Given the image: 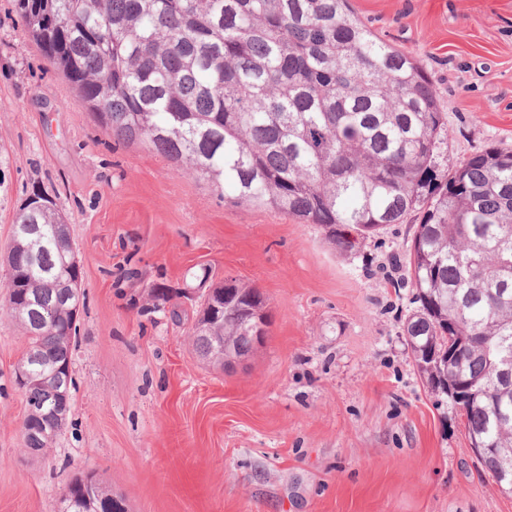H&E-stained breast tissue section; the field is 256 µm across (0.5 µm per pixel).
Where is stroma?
<instances>
[{
  "instance_id": "35a3bbf8",
  "label": "stroma",
  "mask_w": 512,
  "mask_h": 512,
  "mask_svg": "<svg viewBox=\"0 0 512 512\" xmlns=\"http://www.w3.org/2000/svg\"><path fill=\"white\" fill-rule=\"evenodd\" d=\"M350 5L432 80L441 171L512 148V0ZM39 189L68 219L86 304L69 421L37 455L14 375L25 340L0 315V512H60L89 474L128 512H512L402 337L412 289L392 260L414 224L344 256L318 225L235 206L153 149L114 143L0 0V253ZM228 277L264 294L271 326L222 370L188 332L207 284Z\"/></svg>"
}]
</instances>
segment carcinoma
Listing matches in <instances>:
<instances>
[{"mask_svg":"<svg viewBox=\"0 0 512 512\" xmlns=\"http://www.w3.org/2000/svg\"><path fill=\"white\" fill-rule=\"evenodd\" d=\"M17 24L50 67L95 112L112 139L146 144L234 204L317 224L339 253L389 224L418 221L395 267L415 307L402 335L435 406L464 418L467 434L500 453L478 459L490 476L512 459V383L497 357L512 355V149L488 146L440 174L434 155L448 116L423 66L372 31L349 0H13ZM57 197L26 199L12 222L8 297L0 312L21 329L32 380L25 404L55 424L57 380L74 387L85 307L82 271ZM211 337L256 350L250 324H270L266 297L236 280L203 301ZM461 345L448 359V340ZM472 387L456 405L442 381ZM78 479L70 512H86ZM97 500L126 512L92 480Z\"/></svg>","mask_w":512,"mask_h":512,"instance_id":"cac0c4a2","label":"carcinoma"}]
</instances>
